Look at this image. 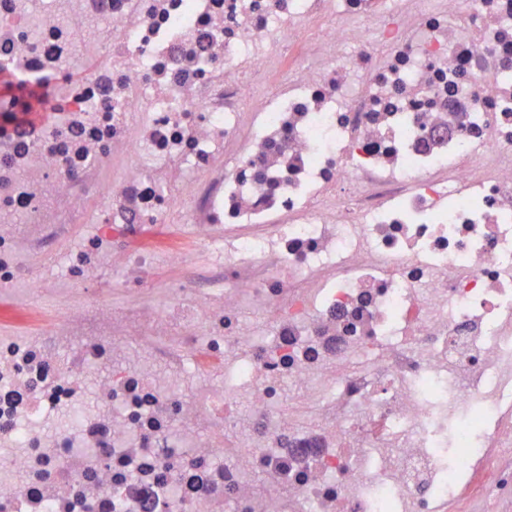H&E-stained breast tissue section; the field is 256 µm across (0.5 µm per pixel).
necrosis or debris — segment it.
<instances>
[{"instance_id":"4bbe7bcc","label":"necrosis or debris","mask_w":512,"mask_h":512,"mask_svg":"<svg viewBox=\"0 0 512 512\" xmlns=\"http://www.w3.org/2000/svg\"><path fill=\"white\" fill-rule=\"evenodd\" d=\"M0 71V512H499L512 0H0ZM192 241L193 237L186 224H174L173 227L146 239L148 244L191 243ZM180 271L173 267H164L156 271L154 277V283L151 288L154 290L149 294L148 297L153 298L159 302H162L167 294L164 288H170L180 278ZM55 301L45 299L34 304L39 309V314L35 317L25 316L15 313L7 298H0V325L2 329H23L35 331L43 326L50 318Z\"/></svg>"}]
</instances>
